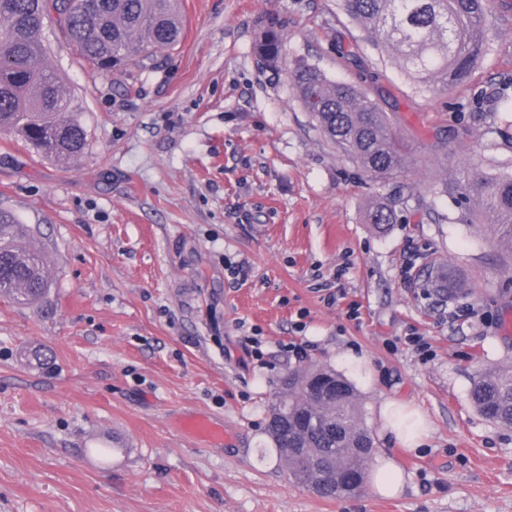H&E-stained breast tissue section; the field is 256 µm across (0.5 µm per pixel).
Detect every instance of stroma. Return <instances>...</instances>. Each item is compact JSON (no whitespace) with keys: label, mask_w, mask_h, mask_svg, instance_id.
Masks as SVG:
<instances>
[{"label":"stroma","mask_w":512,"mask_h":512,"mask_svg":"<svg viewBox=\"0 0 512 512\" xmlns=\"http://www.w3.org/2000/svg\"><path fill=\"white\" fill-rule=\"evenodd\" d=\"M493 2L469 84L436 95L365 40L344 0H181L179 45L117 72L46 20V61L87 145L52 161L0 131V209L30 227L22 244L51 280L39 307L0 296V512H512V426L468 400L481 373L512 366L496 333L512 258L426 189L512 173V112L500 134L484 128L512 85V0ZM268 14L285 22L288 62L379 100L411 149L396 178L365 175L288 74L259 67ZM377 202L398 222L368 223ZM436 262L453 290L428 297ZM38 348L42 367L26 359ZM314 362L355 386L375 454L406 475L400 496H318L269 448L271 404ZM391 398L426 415L422 447L383 431L373 410ZM191 416L219 436L186 429Z\"/></svg>","instance_id":"35a3bbf8"}]
</instances>
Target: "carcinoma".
Here are the masks:
<instances>
[{
  "label": "carcinoma",
  "instance_id": "cac0c4a2",
  "mask_svg": "<svg viewBox=\"0 0 512 512\" xmlns=\"http://www.w3.org/2000/svg\"><path fill=\"white\" fill-rule=\"evenodd\" d=\"M490 0H345L367 40L417 83L436 94L468 82L487 47ZM56 13L77 53L89 65L111 70L131 52L151 56L175 46L184 33L178 0H0V130L9 131L47 159L82 153L85 128L67 117L76 110L63 79L42 64L44 27ZM256 55L266 69L288 68L282 24L275 16L257 23ZM289 74L303 107L336 151L369 177L388 180L405 167L408 145L378 103L357 85L329 80L299 62ZM432 196L477 202L481 223L512 253V175L482 178L468 173L435 181ZM371 224H394L392 208L374 204ZM27 225L0 210V294L21 306H37L50 290L44 255L23 258L17 239ZM292 386L269 409L264 432L280 461L299 482L324 497L360 491L372 458L373 439L351 384L332 369L310 365L292 373ZM468 398L485 418L512 425V368L480 374ZM296 452L284 454V449ZM322 471L339 473L345 488L319 483Z\"/></svg>",
  "mask_w": 512,
  "mask_h": 512
}]
</instances>
